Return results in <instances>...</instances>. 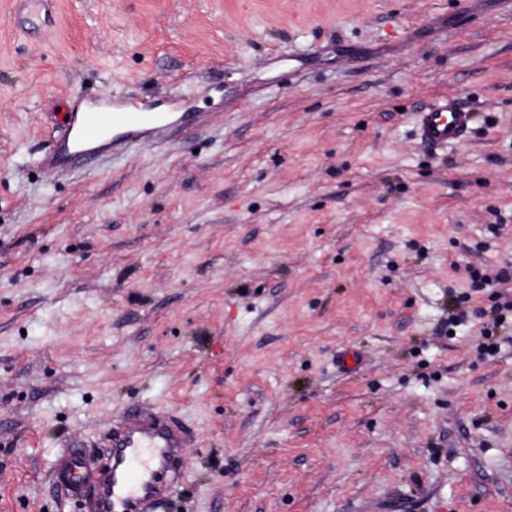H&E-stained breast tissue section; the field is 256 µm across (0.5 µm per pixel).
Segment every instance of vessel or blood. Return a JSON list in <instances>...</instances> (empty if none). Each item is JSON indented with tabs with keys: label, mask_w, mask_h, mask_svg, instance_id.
<instances>
[{
	"label": "vessel or blood",
	"mask_w": 512,
	"mask_h": 512,
	"mask_svg": "<svg viewBox=\"0 0 512 512\" xmlns=\"http://www.w3.org/2000/svg\"><path fill=\"white\" fill-rule=\"evenodd\" d=\"M190 118L187 112L118 110L100 101L87 111L64 113L44 163L59 168L87 162L106 149L125 147V129H139L151 140ZM477 121L470 105L450 96L417 112V135L440 148L465 141ZM186 445V430L174 416L134 407L112 422L101 462L62 454L54 464V481L61 490L82 491V512H159L171 483L181 478Z\"/></svg>",
	"instance_id": "1"
}]
</instances>
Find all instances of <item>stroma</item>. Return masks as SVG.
I'll return each mask as SVG.
<instances>
[{
	"label": "stroma",
	"instance_id": "obj_1",
	"mask_svg": "<svg viewBox=\"0 0 512 512\" xmlns=\"http://www.w3.org/2000/svg\"><path fill=\"white\" fill-rule=\"evenodd\" d=\"M11 2L0 512H80L56 457L138 405L189 432L162 512H512V282L471 286L512 265V0ZM93 97L195 121L44 167ZM477 121L478 113L470 105L448 96L417 112V135L429 147L441 148L465 141Z\"/></svg>",
	"mask_w": 512,
	"mask_h": 512
}]
</instances>
